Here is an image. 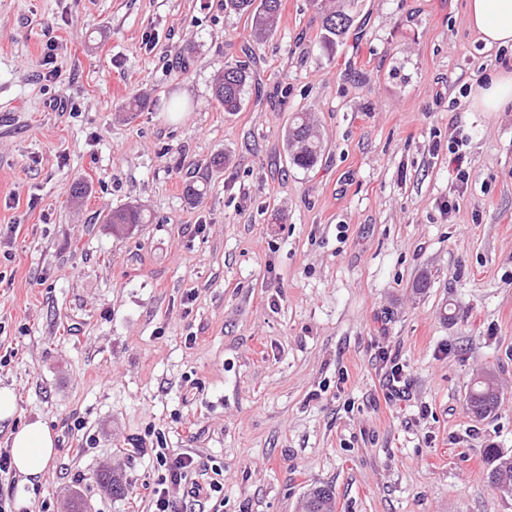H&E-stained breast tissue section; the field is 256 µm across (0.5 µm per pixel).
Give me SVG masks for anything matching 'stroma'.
Here are the masks:
<instances>
[{"label": "stroma", "instance_id": "stroma-1", "mask_svg": "<svg viewBox=\"0 0 512 512\" xmlns=\"http://www.w3.org/2000/svg\"><path fill=\"white\" fill-rule=\"evenodd\" d=\"M353 2L330 49L310 0L250 45L224 0H0V387L57 437L40 484L0 477L13 512H154L159 448L220 484L193 512H298L315 486L336 512H512L484 455L512 452V106H470L512 47L477 41L466 0ZM236 56L230 115L212 85ZM296 112L324 140L308 171ZM127 205L150 222L113 230ZM248 68L239 60L224 61L213 84V96L224 112H239L243 106ZM290 163L303 170L312 169L323 151V141L304 115L295 113L285 133ZM499 398L500 393H498L497 387L485 390L482 386L475 384L469 391L467 404L475 417L486 418L496 411Z\"/></svg>", "mask_w": 512, "mask_h": 512}]
</instances>
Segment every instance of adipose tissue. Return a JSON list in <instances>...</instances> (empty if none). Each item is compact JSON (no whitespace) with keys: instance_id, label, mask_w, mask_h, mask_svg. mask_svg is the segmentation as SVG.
<instances>
[{"instance_id":"ef3b65f1","label":"adipose tissue","mask_w":512,"mask_h":512,"mask_svg":"<svg viewBox=\"0 0 512 512\" xmlns=\"http://www.w3.org/2000/svg\"><path fill=\"white\" fill-rule=\"evenodd\" d=\"M469 29L489 47L512 44V0H467ZM512 103V71L490 75L486 86L473 95L474 107L482 112H498ZM17 396L9 387L0 388V424L10 425L9 451L12 464L23 481L35 484L44 475L56 454L55 436L40 422L15 425Z\"/></svg>"}]
</instances>
